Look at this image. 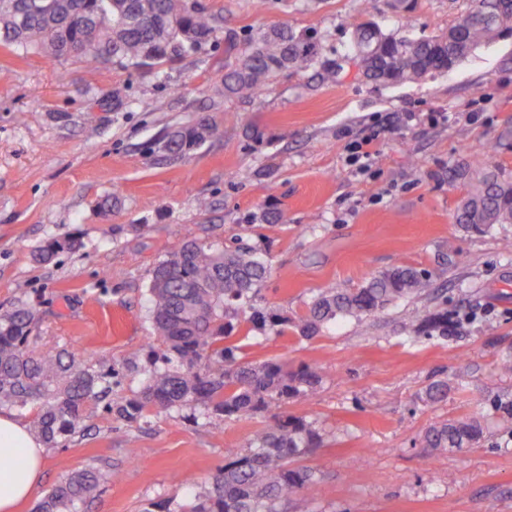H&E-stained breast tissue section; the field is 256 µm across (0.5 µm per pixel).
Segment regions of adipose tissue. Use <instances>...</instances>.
I'll return each mask as SVG.
<instances>
[{"label":"adipose tissue","instance_id":"adipose-tissue-1","mask_svg":"<svg viewBox=\"0 0 512 512\" xmlns=\"http://www.w3.org/2000/svg\"><path fill=\"white\" fill-rule=\"evenodd\" d=\"M0 512H14L40 484L45 471L46 449L29 432L26 422L13 413L0 411Z\"/></svg>","mask_w":512,"mask_h":512}]
</instances>
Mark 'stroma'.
<instances>
[{
    "mask_svg": "<svg viewBox=\"0 0 512 512\" xmlns=\"http://www.w3.org/2000/svg\"><path fill=\"white\" fill-rule=\"evenodd\" d=\"M224 14V44L159 75L113 70L128 101L98 94L97 69L44 53L0 48V312L23 302L41 323L36 346L64 348L102 373L118 370L116 397L133 398L155 344L148 285L153 265L191 237L248 248L271 272L257 306L289 322L283 334L238 326L243 359L321 367V386L286 409L318 420L324 443L303 463L319 472L317 502L296 512H512V224L464 230L453 215L462 194L455 167L483 162L512 177V41L476 50L456 69L417 83L366 80L350 50L344 19L358 0H202ZM466 0H414L399 18L388 0L370 13L384 30H447ZM316 28L320 61L340 65L336 82L317 68L277 74L250 104L224 95L226 43L279 24ZM140 99L154 108H137ZM218 130L172 166L151 164L149 143L201 117ZM368 142L358 171L350 142ZM118 192L112 210L101 199ZM207 199L208 208L198 206ZM274 209L283 222L266 223ZM81 246L35 262L40 243L69 234ZM427 270L429 298L396 301L366 324L345 318L316 337L295 330L320 290L356 288L386 268ZM448 309L444 336L411 332L410 318ZM141 372L125 371L128 357ZM435 381L440 402L425 399ZM489 420L472 448L427 453L419 439L436 422L474 413ZM262 415L208 425L200 410L150 412L131 423L90 406L79 433L47 451L43 479L17 512L71 472L116 469L118 482L80 512H142L147 503L177 512L189 497L177 471L207 480L246 452Z\"/></svg>",
    "mask_w": 512,
    "mask_h": 512,
    "instance_id": "stroma-1",
    "label": "stroma"
}]
</instances>
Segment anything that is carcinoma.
<instances>
[{
	"label": "carcinoma",
	"instance_id": "cac0c4a2",
	"mask_svg": "<svg viewBox=\"0 0 512 512\" xmlns=\"http://www.w3.org/2000/svg\"><path fill=\"white\" fill-rule=\"evenodd\" d=\"M505 0H469L468 9L440 34L411 37L399 27L384 31L367 20L353 28L352 49L364 76L376 83H414L448 72L478 48L512 38V12ZM473 12L484 19L467 23ZM224 35L221 11L196 8L189 0H0V45L18 54L43 52L55 58L79 57L99 67L108 63L123 70L151 71L163 64L196 56L219 44ZM313 37L287 24L250 37L237 64L222 74L224 93L242 102L257 99L279 72L306 71L315 63ZM102 92L116 105L126 95L112 84V69L101 72ZM217 123L203 118L164 135L148 146L155 164H173L202 148ZM464 189L455 221L484 231L512 224V179L496 168L479 164L454 173ZM79 238L51 239L33 248L41 263L71 250ZM269 268L251 251L227 247L218 237H194L167 252L150 274V319L164 347L163 367L148 370L137 398L112 400V383L88 363L65 349H30L36 314L19 303L0 312V408H36L32 436L53 448L76 432L91 404L105 403L130 421L145 412L203 408L207 422L265 414L246 453L218 468L203 485L183 472L172 481L195 489L179 512H290L298 497L317 499L321 479L308 466L292 467L323 443L314 418L288 414L285 403L321 382V369L302 365L288 371L279 362L244 361L238 346L226 342L234 325L224 318L250 309L255 329L274 328L285 320L253 307L255 289ZM432 281L425 271L399 265L372 276L354 290L325 288L308 304L297 324L310 339L339 318L357 322L375 316L397 300L428 297ZM424 336L448 334V311L438 310L414 324ZM487 429L480 414L430 426L420 445L429 452L460 450L477 443ZM106 475L80 469L56 484L34 512H76L75 506L98 498Z\"/></svg>",
	"mask_w": 512,
	"mask_h": 512
}]
</instances>
